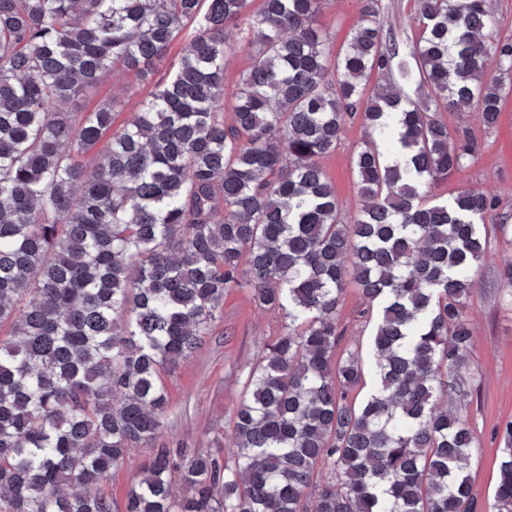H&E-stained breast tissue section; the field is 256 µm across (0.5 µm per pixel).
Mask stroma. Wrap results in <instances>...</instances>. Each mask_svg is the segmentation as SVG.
<instances>
[{
  "label": "stroma",
  "instance_id": "obj_1",
  "mask_svg": "<svg viewBox=\"0 0 512 512\" xmlns=\"http://www.w3.org/2000/svg\"><path fill=\"white\" fill-rule=\"evenodd\" d=\"M368 0H325L317 24L331 35L330 50L344 49L349 34L359 23ZM381 14L400 43L412 46L417 37L415 0H378ZM152 89L133 73L117 70L96 88L77 97L72 107L91 112L113 104L117 123H124L137 111ZM500 122L485 130L477 113H443L449 128H468L477 142L475 156L465 166L449 173L431 186L432 196L445 199L458 192L476 190L500 202L503 223L491 231V256L475 273L470 298L474 342L469 368L477 376L473 394L461 409L475 440L468 471L482 512L494 502L499 481V463L508 441L505 429L512 425V307L505 305L504 283L499 269L512 261V82L506 83ZM367 137L361 120L349 121L333 151L320 165L333 183L343 206L344 218L355 215L358 207L357 179L353 158ZM365 301L355 286L346 288L338 318L343 345L358 348L364 356L366 382H373L370 359L371 328L361 316ZM281 318L258 308L250 293L234 289L224 296V306L198 350L165 377L170 396L162 444L191 451H211L230 457L233 413L239 401L244 372L255 361L265 344L279 335ZM149 448L130 449L122 465L113 469L103 483L112 499V512H124L126 496L148 459Z\"/></svg>",
  "mask_w": 512,
  "mask_h": 512
}]
</instances>
